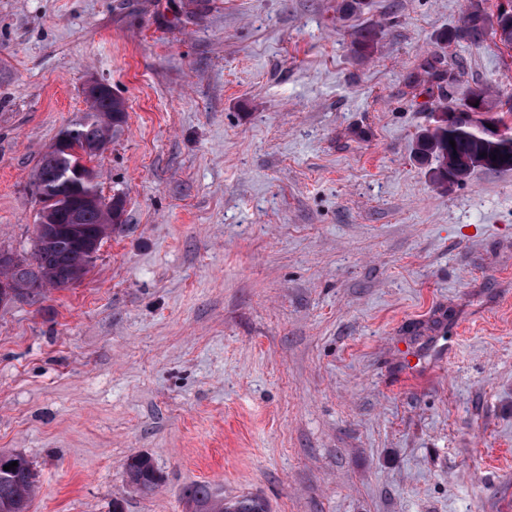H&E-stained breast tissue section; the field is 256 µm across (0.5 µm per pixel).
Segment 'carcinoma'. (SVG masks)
<instances>
[{"instance_id": "1", "label": "carcinoma", "mask_w": 512, "mask_h": 512, "mask_svg": "<svg viewBox=\"0 0 512 512\" xmlns=\"http://www.w3.org/2000/svg\"><path fill=\"white\" fill-rule=\"evenodd\" d=\"M490 16L481 0H470L461 24L450 35L455 40L471 44L483 41L487 34H496L487 24ZM443 34L438 43H448ZM374 49V35L370 29L358 32L353 51L365 57ZM89 110L75 122L62 129L56 141L64 148L55 154L42 157L34 178L36 191L56 200L58 208L51 213L45 224L35 225L34 251L30 256H15L14 263L0 270V276L17 284L36 285L41 294L43 288H68L79 282L89 271V251L99 249L104 239L120 231L123 220L119 212L124 201L112 205L117 220L108 222L104 209L87 207L82 210L80 224H71L68 215L77 200L84 194H98L97 186L72 180L74 161L71 154L75 148L97 145L110 138V132L126 122V108L120 98L101 94L87 99ZM455 144H449V141ZM479 149V143L464 127H448V122L438 119L435 125L421 133L414 145L416 156L429 167L434 183L448 186V167L444 160L454 155L458 166H468ZM17 466L7 470L12 462ZM128 483L137 492L148 495L155 490L160 477L151 460L144 454L129 457L125 464ZM36 487L33 465L21 453H0V512H31V503ZM185 504L190 512H268L265 500L257 496H245L231 500L217 499L207 484H196L183 492Z\"/></svg>"}]
</instances>
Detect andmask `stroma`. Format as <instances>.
Listing matches in <instances>:
<instances>
[{"instance_id":"stroma-1","label":"stroma","mask_w":512,"mask_h":512,"mask_svg":"<svg viewBox=\"0 0 512 512\" xmlns=\"http://www.w3.org/2000/svg\"><path fill=\"white\" fill-rule=\"evenodd\" d=\"M0 0V248L96 77L126 104L93 163L124 223L75 286L0 306V452L32 512H512V171L439 188L444 106L512 96L465 0ZM376 47L355 57L357 32ZM444 81L411 88L434 51ZM162 477L133 492L126 459ZM186 507L191 512H268L265 500L245 496L231 500L217 499L207 484H196L183 492Z\"/></svg>"}]
</instances>
